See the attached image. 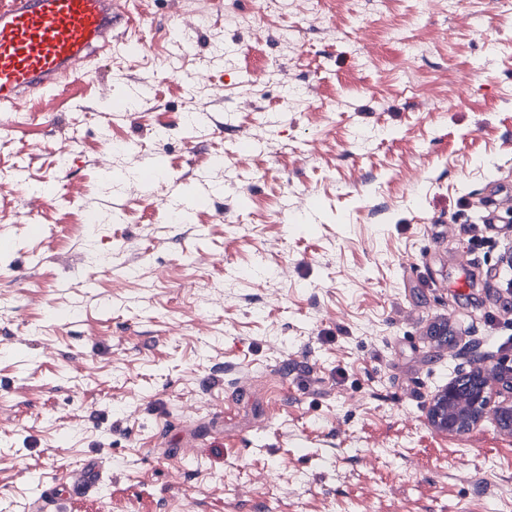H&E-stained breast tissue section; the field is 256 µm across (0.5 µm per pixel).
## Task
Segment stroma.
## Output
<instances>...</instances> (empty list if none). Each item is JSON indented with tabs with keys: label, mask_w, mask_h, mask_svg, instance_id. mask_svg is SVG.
I'll return each instance as SVG.
<instances>
[{
	"label": "stroma",
	"mask_w": 512,
	"mask_h": 512,
	"mask_svg": "<svg viewBox=\"0 0 512 512\" xmlns=\"http://www.w3.org/2000/svg\"><path fill=\"white\" fill-rule=\"evenodd\" d=\"M197 2L0 112V512H512V0ZM463 376L465 384L456 378L433 396L428 412L433 428L460 437L491 418L512 434V356L475 366ZM101 478L102 474L98 467L86 464L81 468L74 469L67 474L65 482L62 484L63 490L55 487L42 491L31 508L36 512H57L62 504L63 496L70 493L87 494L99 485ZM56 489L62 493L59 494Z\"/></svg>",
	"instance_id": "1"
}]
</instances>
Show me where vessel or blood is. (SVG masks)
Segmentation results:
<instances>
[{
	"instance_id": "b4317fda",
	"label": "vessel or blood",
	"mask_w": 512,
	"mask_h": 512,
	"mask_svg": "<svg viewBox=\"0 0 512 512\" xmlns=\"http://www.w3.org/2000/svg\"><path fill=\"white\" fill-rule=\"evenodd\" d=\"M128 0H0V112L17 110L74 76L76 63L110 48L132 21ZM102 478L89 465L70 471L63 489L42 491L33 512H58L63 494H85Z\"/></svg>"
}]
</instances>
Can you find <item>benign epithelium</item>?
Masks as SVG:
<instances>
[{
    "label": "benign epithelium",
    "instance_id": "benign-epithelium-1",
    "mask_svg": "<svg viewBox=\"0 0 512 512\" xmlns=\"http://www.w3.org/2000/svg\"><path fill=\"white\" fill-rule=\"evenodd\" d=\"M459 379L448 382L432 398L429 421L433 428L450 436H464L492 419L497 427L512 434V356L490 365H478Z\"/></svg>",
    "mask_w": 512,
    "mask_h": 512
}]
</instances>
